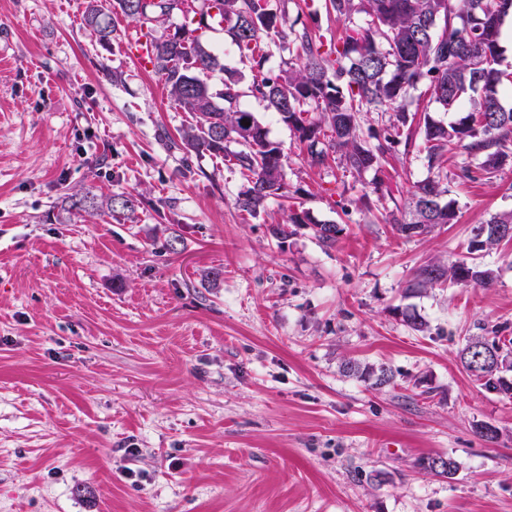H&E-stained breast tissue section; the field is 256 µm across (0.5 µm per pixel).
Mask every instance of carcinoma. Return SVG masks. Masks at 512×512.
Returning <instances> with one entry per match:
<instances>
[{
	"mask_svg": "<svg viewBox=\"0 0 512 512\" xmlns=\"http://www.w3.org/2000/svg\"><path fill=\"white\" fill-rule=\"evenodd\" d=\"M186 0H111L112 16H122L147 28L152 34L150 63L165 82L171 100L195 116V123L182 132V144L190 154L222 157L245 177L246 185L237 198L238 207L251 215L259 213L270 198L284 197V154L269 139L253 113L239 108V99L249 93L261 98L278 119L294 131L306 146L313 165L337 156L342 168L361 175L378 169L392 144L405 137L412 145L419 136L418 152L425 154L429 176L418 182L412 193L411 218L395 221L394 228L405 237L409 228L423 224L425 234L439 224L456 222L452 203H442V159L451 152L466 156L460 178L474 180L491 176L512 162V106L504 97L512 87V72L501 68L500 33L504 20L512 18V0H328L326 8L337 20L350 22L356 15L364 24L347 28L334 43L304 26L288 24L275 7V0H202L198 29L210 28L218 20L224 33L240 52L242 60L257 70L252 83L242 88V74L221 65L195 34L182 26L166 37L153 35V26L178 13H185ZM98 0H87L84 24L101 42L116 37L117 28L106 20ZM300 45L304 61L278 72L262 71L270 48L285 52ZM223 71V88L214 91L200 75ZM424 86L428 101L444 111L462 109L465 115L448 125L433 119L427 110L408 113L411 91ZM365 112L394 116L376 142L365 139ZM250 125L245 126L242 120ZM242 149L233 151L231 144ZM136 199L124 193L101 199L90 190H78L64 198L68 214L95 215L134 211ZM309 220L303 210H294L272 227L277 242L287 239L292 224ZM512 226V211L492 215L482 223L486 229L479 244L469 241L468 253L489 251L503 241L498 230ZM342 228L334 223L316 225L315 236L322 247L336 244ZM493 270L465 259L448 265L428 264L417 274V286L427 288L446 283L488 284ZM512 353V338L472 336L462 350L466 370L488 392L509 394L512 371L488 362V348ZM343 372L374 379L382 387L393 382L390 369L381 365L348 360ZM422 467L448 479L459 465L451 457H428Z\"/></svg>",
	"mask_w": 512,
	"mask_h": 512,
	"instance_id": "carcinoma-1",
	"label": "carcinoma"
}]
</instances>
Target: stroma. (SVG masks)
Listing matches in <instances>:
<instances>
[{
    "label": "stroma",
    "instance_id": "obj_1",
    "mask_svg": "<svg viewBox=\"0 0 512 512\" xmlns=\"http://www.w3.org/2000/svg\"><path fill=\"white\" fill-rule=\"evenodd\" d=\"M86 2L0 0V512H512V395L459 361L468 337L512 336V241L481 256L490 285L412 286L512 210V168L463 180L449 155L456 223L406 238L391 218L428 175L417 147L360 176L314 167L247 95L288 186L249 215L238 170L186 153L192 115L128 56L139 25L100 43ZM280 7L345 34L324 0ZM202 40L222 64L213 89L227 68L252 81L221 27ZM81 189L138 207L59 223ZM293 204L311 221L277 244ZM328 222L342 232L326 250L313 227ZM346 359L393 385L346 375ZM429 456L455 459V478L425 471ZM342 368L343 372L349 376L354 375L365 379L374 378L373 385L379 387L390 385L394 379L392 371L383 365L376 368L372 365H363L356 360H348L344 362Z\"/></svg>",
    "mask_w": 512,
    "mask_h": 512
}]
</instances>
